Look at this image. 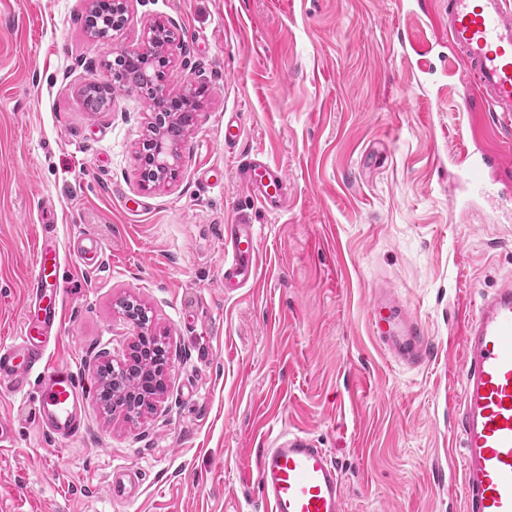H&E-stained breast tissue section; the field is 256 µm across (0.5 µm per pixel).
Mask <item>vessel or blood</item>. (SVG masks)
<instances>
[{"instance_id": "b4317fda", "label": "vessel or blood", "mask_w": 512, "mask_h": 512, "mask_svg": "<svg viewBox=\"0 0 512 512\" xmlns=\"http://www.w3.org/2000/svg\"><path fill=\"white\" fill-rule=\"evenodd\" d=\"M445 20L441 41L449 51L431 58L420 50L410 66L414 77L436 72V62H459L474 90L451 97L454 111L469 117L471 134L490 121L501 148L466 147L451 153L458 176L472 196L483 193L487 179L512 172V0H437ZM236 180L269 213L288 202L287 179L257 154L247 156ZM61 255L54 237H45L27 284L24 319L18 342L0 344V385L14 394L37 388L35 419L47 436L67 441L84 427L87 392L78 373L65 362L45 358V343L60 334L58 304ZM259 250L253 225L224 227V287L233 291L256 278ZM375 340L397 361L415 367L428 355L426 325L401 301L395 289H373L368 302ZM460 392L453 396L462 453L460 485L446 483V469L436 465L438 488L462 494L465 512H512V281L481 294L463 325ZM256 482L269 512H347L343 475L327 449L302 432H281L256 460ZM140 473L114 470L108 491L113 501H130Z\"/></svg>"}]
</instances>
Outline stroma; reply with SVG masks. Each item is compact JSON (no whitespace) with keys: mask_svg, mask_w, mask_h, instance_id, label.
I'll use <instances>...</instances> for the list:
<instances>
[{"mask_svg":"<svg viewBox=\"0 0 512 512\" xmlns=\"http://www.w3.org/2000/svg\"><path fill=\"white\" fill-rule=\"evenodd\" d=\"M105 42L84 29L87 0H0V342L19 335L42 235L64 265V332L47 355L89 393L78 438L34 419L33 393L0 391L15 438L0 452V512H267L258 449L284 429L327 448L348 512H463L437 489L450 439L444 393L460 369L471 300L512 278V201L466 206L445 159L464 71L415 80L398 0H126ZM174 34L167 95L203 88L175 177L142 188L137 151L151 112L115 89L86 111L113 51ZM242 136L224 147V117ZM259 151L288 178V207L264 212L236 184ZM253 225L255 281L224 290V227ZM89 236L95 264L73 249ZM397 288L432 348L409 368L371 335L373 287ZM137 298L165 336L167 389L131 423L96 399L97 367L127 357L138 329L116 303ZM138 468L114 503L113 468ZM112 85L90 84L82 91L83 101L89 112H100L112 104ZM142 475L137 471L116 469L112 472L108 491L113 501L124 503L130 501L142 481Z\"/></svg>","mask_w":512,"mask_h":512,"instance_id":"obj_1","label":"stroma"}]
</instances>
